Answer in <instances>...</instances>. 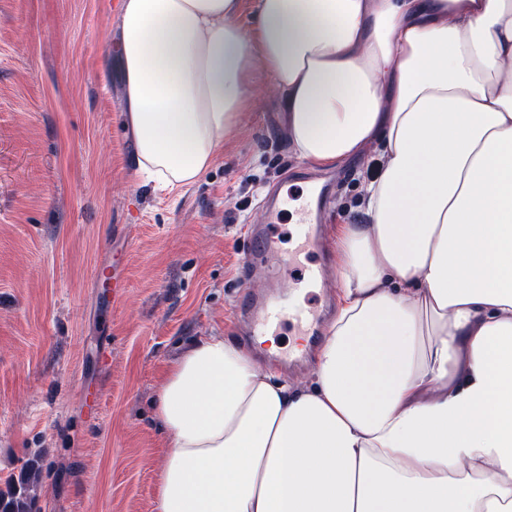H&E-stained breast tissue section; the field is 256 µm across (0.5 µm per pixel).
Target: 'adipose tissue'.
I'll list each match as a JSON object with an SVG mask.
<instances>
[{"instance_id":"ef3b65f1","label":"adipose tissue","mask_w":512,"mask_h":512,"mask_svg":"<svg viewBox=\"0 0 512 512\" xmlns=\"http://www.w3.org/2000/svg\"><path fill=\"white\" fill-rule=\"evenodd\" d=\"M251 8L254 22L239 18ZM133 163L193 184L254 100L318 169L376 153L299 379L221 333L154 402V512H512V0H121Z\"/></svg>"}]
</instances>
